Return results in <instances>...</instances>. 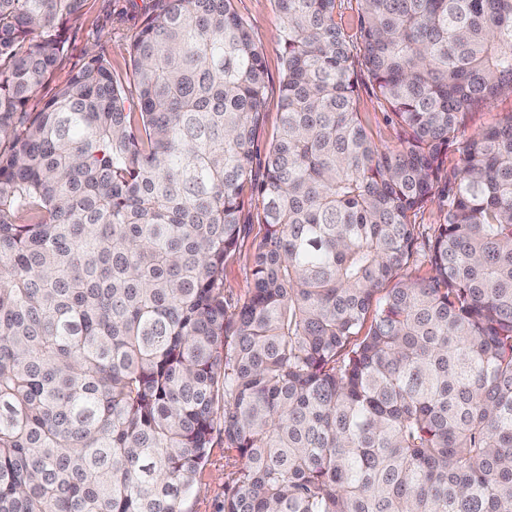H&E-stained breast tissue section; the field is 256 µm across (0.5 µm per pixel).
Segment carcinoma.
<instances>
[{
	"label": "carcinoma",
	"mask_w": 512,
	"mask_h": 512,
	"mask_svg": "<svg viewBox=\"0 0 512 512\" xmlns=\"http://www.w3.org/2000/svg\"><path fill=\"white\" fill-rule=\"evenodd\" d=\"M85 2L0 0V512H187L217 435L221 512H512V113L464 136L512 94V0H358L357 52L336 0H276L262 162L233 0H150L132 82L92 53L32 111ZM358 112L364 125L373 135L375 142L381 147L394 148L399 145L397 127L387 120V110L372 94L371 83L366 75L358 73ZM508 112H512V95L499 97L491 106L468 114L465 125L466 136L494 125ZM249 210V232L240 242V249L236 256L224 268V291L234 300H243L246 298L252 288L250 266L252 257V247L265 234V225L260 223L257 213L261 210L260 201L252 199L251 205L246 208Z\"/></svg>",
	"instance_id": "1"
}]
</instances>
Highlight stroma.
Instances as JSON below:
<instances>
[{"mask_svg": "<svg viewBox=\"0 0 512 512\" xmlns=\"http://www.w3.org/2000/svg\"><path fill=\"white\" fill-rule=\"evenodd\" d=\"M235 6L262 49L268 74L264 120L257 142V151L262 154L276 136L280 125L284 44L279 36V12L276 0H235ZM146 7L147 0H87L80 17L69 22V40L64 56L51 79L33 98L32 108H39L43 100L65 84L84 62L86 50L94 46L103 49L111 60L114 75L123 82H130L129 46L139 30ZM358 110L364 125L379 146H398V131L388 121L386 109L373 95L371 84L363 74L358 77ZM260 209L259 201H252L249 205L250 229L241 240L236 256L224 268V290L239 301L248 296L252 287V247L265 234V226L258 219ZM238 466L234 452L228 451L223 441H215L208 462L197 477L196 489L188 499L189 512H218L224 498V487L233 481Z\"/></svg>", "mask_w": 512, "mask_h": 512, "instance_id": "obj_1", "label": "stroma"}]
</instances>
